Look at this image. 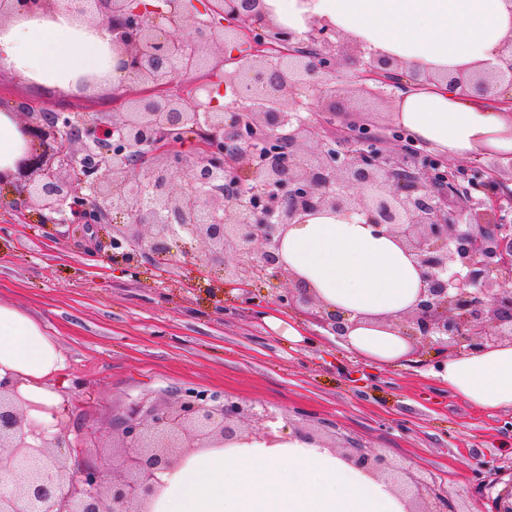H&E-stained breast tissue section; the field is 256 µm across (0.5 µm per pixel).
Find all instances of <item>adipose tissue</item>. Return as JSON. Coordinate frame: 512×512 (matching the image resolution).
<instances>
[{"instance_id": "obj_1", "label": "adipose tissue", "mask_w": 512, "mask_h": 512, "mask_svg": "<svg viewBox=\"0 0 512 512\" xmlns=\"http://www.w3.org/2000/svg\"><path fill=\"white\" fill-rule=\"evenodd\" d=\"M280 26L303 33L327 24L377 56L429 72L468 71L496 60L512 37V0H263ZM0 62L29 82L77 89L111 76L110 35L78 22L68 0L52 17L0 26ZM392 120L413 139L454 158L512 154V113L478 104L448 86L400 92ZM286 267L328 310L354 322L352 349L384 362L408 351L392 318L415 304L422 271L391 236L359 215L322 210L298 217L283 237ZM65 366L40 322L0 303V381L45 407L57 396L45 379ZM433 374L450 392L485 410L512 408V344L451 357ZM150 512H406L383 481L339 456L287 434L190 454L160 474Z\"/></svg>"}]
</instances>
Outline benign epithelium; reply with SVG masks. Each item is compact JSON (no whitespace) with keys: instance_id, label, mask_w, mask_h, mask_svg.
I'll return each mask as SVG.
<instances>
[{"instance_id":"benign-epithelium-1","label":"benign epithelium","mask_w":512,"mask_h":512,"mask_svg":"<svg viewBox=\"0 0 512 512\" xmlns=\"http://www.w3.org/2000/svg\"><path fill=\"white\" fill-rule=\"evenodd\" d=\"M55 3L0 0V25L50 17ZM77 14L111 35L119 81L151 90L112 114L19 104L25 147L13 166L0 169V187L17 194L12 206L77 232L121 211L124 223L112 225L93 251L130 269L144 259L172 258L188 237L204 253L195 262L197 279L208 278L218 262L224 280L245 292L259 282L289 281L293 287L274 292L273 303L302 310L342 341L355 324L295 284L279 249L302 214L363 215L423 271L417 301L397 323L410 348L460 356L512 343V194L497 189L491 172L462 186L447 160L421 155L393 126L367 121L335 134L314 106L336 91V81L373 98L406 81H444L511 108L512 38L498 52L499 64L484 70L434 74L373 54L349 73L340 70L333 27L315 24L304 35L283 28L263 0H79ZM243 41L246 54L213 67L230 106L217 108L205 87L171 91L176 78L206 64L207 50ZM382 130L402 143L400 151L369 147ZM185 169L190 180L179 188L176 177ZM474 191L485 197L473 198ZM462 199L467 207L450 208ZM42 409L20 395L18 384L0 383V512H149L159 475L191 452L228 448L255 433L270 445L279 441L268 409L221 391L183 388L167 405L145 398L114 418L119 456L74 476L56 452L73 442L30 414ZM296 434L385 482L406 512L449 506L428 483L404 484L403 468L381 452L338 450L302 429ZM494 503L493 512H512V481Z\"/></svg>"}]
</instances>
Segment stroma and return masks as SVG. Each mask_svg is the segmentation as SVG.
I'll use <instances>...</instances> for the list:
<instances>
[{
    "instance_id": "obj_1",
    "label": "stroma",
    "mask_w": 512,
    "mask_h": 512,
    "mask_svg": "<svg viewBox=\"0 0 512 512\" xmlns=\"http://www.w3.org/2000/svg\"><path fill=\"white\" fill-rule=\"evenodd\" d=\"M141 91L129 81L75 96L0 68L6 104L25 99L62 112L112 113ZM319 106L338 128L389 123L394 109L347 89ZM0 195V302L38 317L65 358L64 372L46 386L67 408L61 431L80 446L61 452L69 470L107 455L113 417L142 394L167 401L178 388L196 387L262 404L280 423L325 442L346 438L382 452L444 490L456 512H492L494 483L512 475L511 407L481 411L434 379L425 357L376 361L297 312L271 307L257 316L233 292L216 304L209 289L222 271L183 291L185 257L169 262L163 281L151 264L129 271L89 255L86 234L43 223L32 209L18 214L11 189ZM270 315L299 326L302 341L272 331ZM490 459L495 469H483Z\"/></svg>"
}]
</instances>
